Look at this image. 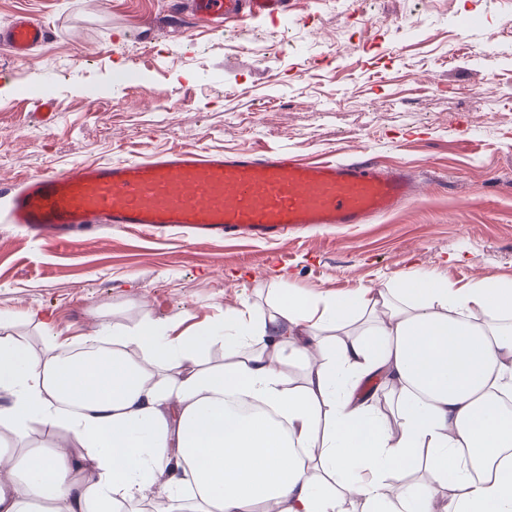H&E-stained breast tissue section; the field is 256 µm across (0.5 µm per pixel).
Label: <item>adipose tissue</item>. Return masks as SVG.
Listing matches in <instances>:
<instances>
[{
    "label": "adipose tissue",
    "instance_id": "obj_1",
    "mask_svg": "<svg viewBox=\"0 0 512 512\" xmlns=\"http://www.w3.org/2000/svg\"><path fill=\"white\" fill-rule=\"evenodd\" d=\"M179 324L113 331L106 350L90 336L76 357L65 339L37 356L0 335V438L37 424L70 436L0 448V512H512V279L458 289L407 273L318 302L281 288L272 311ZM217 342L223 364L202 367ZM368 377L384 404L356 399ZM228 392L277 419L228 411ZM422 466L428 480L408 483Z\"/></svg>",
    "mask_w": 512,
    "mask_h": 512
}]
</instances>
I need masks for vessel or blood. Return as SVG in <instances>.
<instances>
[{"mask_svg": "<svg viewBox=\"0 0 512 512\" xmlns=\"http://www.w3.org/2000/svg\"><path fill=\"white\" fill-rule=\"evenodd\" d=\"M287 4L195 0V13L218 29L228 18L275 14ZM47 38L44 22L26 14L0 28V46L18 59ZM416 189L403 170H382L364 153L306 162L273 151L179 148L143 160L82 163L60 174L27 177L9 193L6 221L62 243L103 219L156 234L179 226L202 238L282 241L324 224L365 223L411 200Z\"/></svg>", "mask_w": 512, "mask_h": 512, "instance_id": "obj_1", "label": "vessel or blood"}]
</instances>
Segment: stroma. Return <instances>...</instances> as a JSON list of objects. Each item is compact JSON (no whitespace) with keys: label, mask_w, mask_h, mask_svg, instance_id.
Here are the masks:
<instances>
[{"label":"stroma","mask_w":512,"mask_h":512,"mask_svg":"<svg viewBox=\"0 0 512 512\" xmlns=\"http://www.w3.org/2000/svg\"><path fill=\"white\" fill-rule=\"evenodd\" d=\"M169 2L0 0V26L24 13L52 31L26 59L0 52L1 184L184 147L359 149L418 194L279 244L111 227L60 243L7 223L0 196V317L35 354L50 330L34 311L76 348L159 317L216 323L276 288L512 278V0H291L218 30L187 4L163 27ZM36 101L55 104L51 125Z\"/></svg>","instance_id":"35a3bbf8"}]
</instances>
